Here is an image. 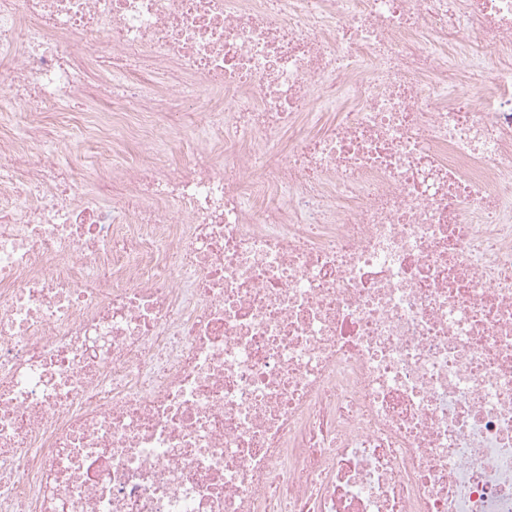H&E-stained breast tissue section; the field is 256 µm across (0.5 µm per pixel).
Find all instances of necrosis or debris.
<instances>
[{"label":"necrosis or debris","instance_id":"obj_1","mask_svg":"<svg viewBox=\"0 0 512 512\" xmlns=\"http://www.w3.org/2000/svg\"><path fill=\"white\" fill-rule=\"evenodd\" d=\"M5 123L0 512H512V0H0ZM197 141L191 133H187L181 137H169L166 142L165 149L169 156L175 160H182L192 157L196 152ZM199 151L195 153L197 155ZM96 144L90 135L77 138L68 145L65 156L81 167L87 175L88 184L91 185L99 176L100 171L96 164Z\"/></svg>","mask_w":512,"mask_h":512}]
</instances>
